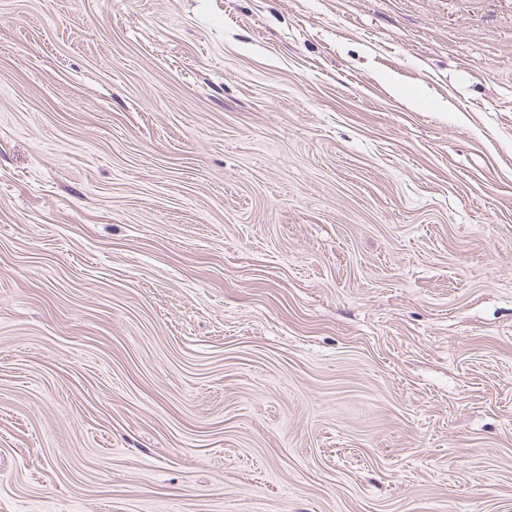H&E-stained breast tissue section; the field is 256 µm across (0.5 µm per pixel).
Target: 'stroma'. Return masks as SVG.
I'll list each match as a JSON object with an SVG mask.
<instances>
[{
    "instance_id": "obj_1",
    "label": "stroma",
    "mask_w": 512,
    "mask_h": 512,
    "mask_svg": "<svg viewBox=\"0 0 512 512\" xmlns=\"http://www.w3.org/2000/svg\"><path fill=\"white\" fill-rule=\"evenodd\" d=\"M0 512H512V0H0Z\"/></svg>"
}]
</instances>
